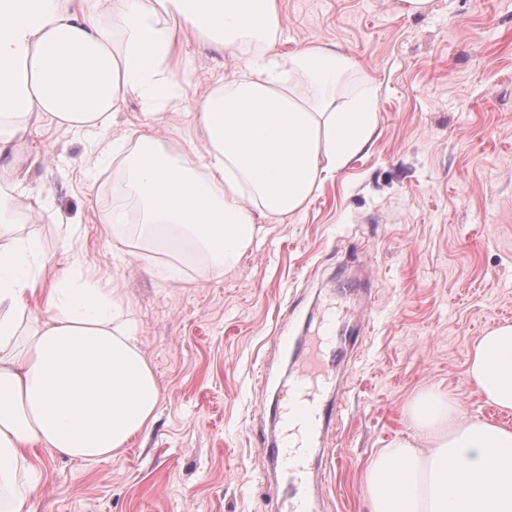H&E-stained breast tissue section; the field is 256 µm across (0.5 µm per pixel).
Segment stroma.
<instances>
[{"label":"stroma","mask_w":512,"mask_h":512,"mask_svg":"<svg viewBox=\"0 0 512 512\" xmlns=\"http://www.w3.org/2000/svg\"><path fill=\"white\" fill-rule=\"evenodd\" d=\"M282 10L280 51L336 45L354 86H377L378 124L301 212L260 220L223 276L143 242L135 261L112 255L100 215L123 174L100 156L138 129L136 98L98 132L45 119L0 143V195L16 203L8 229L37 244L44 287L82 271L122 289L162 388L154 425L118 457H42L32 512H288L262 452L280 433L269 405L331 312L362 342L341 365L344 388L320 390L341 402L332 434L346 464L329 471L308 456L309 512H367L364 469L406 432L419 387L444 385L466 414L512 425L467 377L473 342L512 322V0H431L413 16L398 0H282ZM183 52L190 112L233 66L193 38Z\"/></svg>","instance_id":"1"}]
</instances>
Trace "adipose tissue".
Masks as SVG:
<instances>
[{"mask_svg":"<svg viewBox=\"0 0 512 512\" xmlns=\"http://www.w3.org/2000/svg\"><path fill=\"white\" fill-rule=\"evenodd\" d=\"M281 0H0V135L51 119L104 128L129 97L145 121L104 157L125 173L101 216L120 230L127 199L155 251L205 254L215 275L252 247L257 216L300 211L359 154L378 123L376 91L343 87L354 70L338 49L278 50ZM232 59L230 81L161 130L157 108L180 110L185 37ZM37 245L0 229V512H30L37 453L94 464L154 424L161 387L140 326L115 288L70 278L43 288ZM43 291L47 318L30 316ZM468 375L484 402L512 412V323L473 343ZM406 435L366 466L368 512H512V427L467 415L431 385L406 404Z\"/></svg>","mask_w":512,"mask_h":512,"instance_id":"adipose-tissue-1","label":"adipose tissue"}]
</instances>
